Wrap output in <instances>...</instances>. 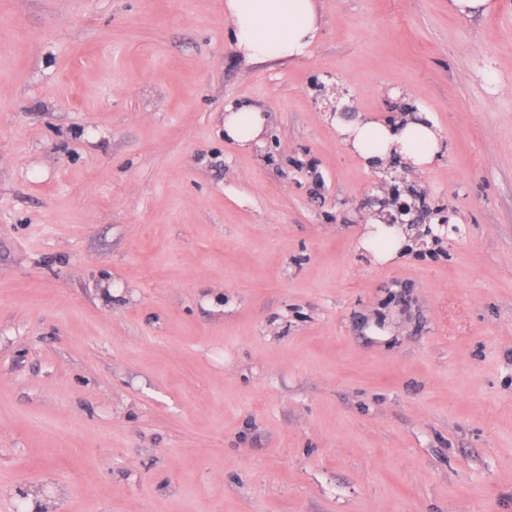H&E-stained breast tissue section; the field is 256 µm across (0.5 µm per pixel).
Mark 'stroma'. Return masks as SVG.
<instances>
[{"instance_id": "35a3bbf8", "label": "stroma", "mask_w": 512, "mask_h": 512, "mask_svg": "<svg viewBox=\"0 0 512 512\" xmlns=\"http://www.w3.org/2000/svg\"><path fill=\"white\" fill-rule=\"evenodd\" d=\"M318 4L249 61L224 0H0V512H512V0ZM399 173L449 221L380 264ZM266 118L257 108L238 104L224 109V137L242 148H252L261 143ZM336 130L341 142L367 167L397 156L416 169H424L433 163L441 147L434 123L422 112L389 124L369 118L336 122Z\"/></svg>"}]
</instances>
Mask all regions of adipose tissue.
<instances>
[{"label": "adipose tissue", "mask_w": 512, "mask_h": 512, "mask_svg": "<svg viewBox=\"0 0 512 512\" xmlns=\"http://www.w3.org/2000/svg\"><path fill=\"white\" fill-rule=\"evenodd\" d=\"M224 16L233 27L237 51L252 61L304 56L320 29L316 0H224ZM265 125V116L253 106L224 110V137L239 147L260 144ZM336 130L341 142L369 167L397 156L423 169L441 147L434 123L422 112L389 124L369 118L340 122ZM405 242L404 229L376 219L361 245L378 262L387 263L398 257Z\"/></svg>", "instance_id": "adipose-tissue-1"}]
</instances>
